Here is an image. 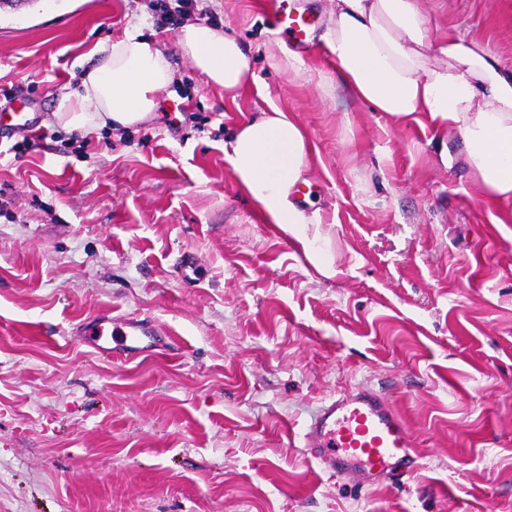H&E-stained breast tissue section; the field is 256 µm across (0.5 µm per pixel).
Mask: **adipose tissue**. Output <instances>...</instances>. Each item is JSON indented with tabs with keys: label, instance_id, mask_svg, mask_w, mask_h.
<instances>
[{
	"label": "adipose tissue",
	"instance_id": "obj_1",
	"mask_svg": "<svg viewBox=\"0 0 512 512\" xmlns=\"http://www.w3.org/2000/svg\"><path fill=\"white\" fill-rule=\"evenodd\" d=\"M324 34L342 83L375 111L400 120L425 112L464 139L481 184L512 198V65L458 30L442 34L440 59L429 62L418 0H333ZM179 45L209 83L238 96L253 74L243 45L221 29L185 24ZM173 70L157 43L137 28L99 48L76 91L63 90L54 110L68 129L127 128L157 107ZM310 153L304 129L287 109L269 105L238 125L224 144L240 189L299 245L323 275H333L325 243L308 233L313 219L290 199Z\"/></svg>",
	"mask_w": 512,
	"mask_h": 512
}]
</instances>
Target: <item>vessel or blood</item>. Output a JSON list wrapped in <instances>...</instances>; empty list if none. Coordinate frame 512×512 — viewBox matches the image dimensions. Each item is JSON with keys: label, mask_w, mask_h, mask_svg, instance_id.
Instances as JSON below:
<instances>
[{"label": "vessel or blood", "mask_w": 512, "mask_h": 512, "mask_svg": "<svg viewBox=\"0 0 512 512\" xmlns=\"http://www.w3.org/2000/svg\"><path fill=\"white\" fill-rule=\"evenodd\" d=\"M271 24L285 34L298 52L312 48L315 19L297 7L279 6ZM111 331H98L93 345L107 351L137 355L157 347V333L138 322L113 319ZM300 439L308 456L331 476L341 479L382 472L394 477L416 467L411 429L402 413L381 392L359 386L324 401L303 428Z\"/></svg>", "instance_id": "1"}]
</instances>
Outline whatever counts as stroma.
Returning a JSON list of instances; mask_svg holds the SVG:
<instances>
[{
	"label": "stroma",
	"instance_id": "stroma-1",
	"mask_svg": "<svg viewBox=\"0 0 512 512\" xmlns=\"http://www.w3.org/2000/svg\"><path fill=\"white\" fill-rule=\"evenodd\" d=\"M274 0H206L247 49L238 97L156 28L151 0H0V512H512V199L478 181L461 136L356 99L324 43L288 65ZM512 63V0H419ZM140 25L176 79L147 119L72 133L53 116L90 52ZM277 104L313 151L291 199L323 217L335 273L268 224L224 158ZM196 278L186 281L183 259ZM100 316L165 348L99 354ZM367 385L406 417L417 469L333 478L299 434Z\"/></svg>",
	"mask_w": 512,
	"mask_h": 512
}]
</instances>
